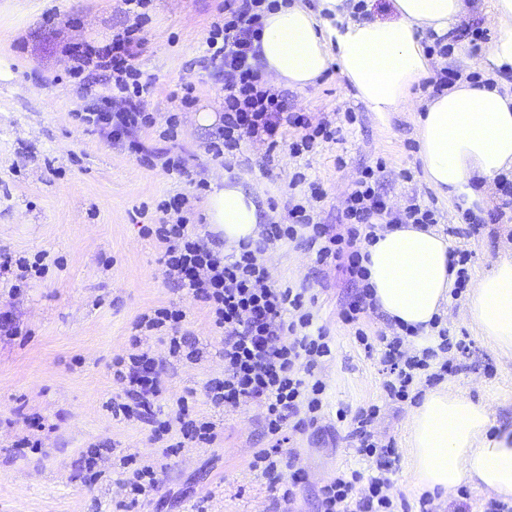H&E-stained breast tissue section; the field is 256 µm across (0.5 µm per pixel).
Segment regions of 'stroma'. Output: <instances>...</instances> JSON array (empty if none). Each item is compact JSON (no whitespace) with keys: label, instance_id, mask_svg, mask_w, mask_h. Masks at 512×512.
<instances>
[{"label":"stroma","instance_id":"35a3bbf8","mask_svg":"<svg viewBox=\"0 0 512 512\" xmlns=\"http://www.w3.org/2000/svg\"><path fill=\"white\" fill-rule=\"evenodd\" d=\"M464 3L454 24L455 45L464 49L472 71L484 75L485 53L504 27L491 0ZM223 7L224 0H153L139 32L138 64L143 80L152 84L148 108L161 122L168 113L179 114L175 142L163 143L153 129L141 135L146 147L182 156L183 173L168 174L141 164L124 146L76 119L96 91L69 77L65 48L109 42L131 25L122 0H0V249L30 259L43 255L48 266L40 278L21 281L12 271L0 275V315L14 325L13 332H0V512H119L126 503L131 512L285 508L265 476L250 467L254 452L267 445L262 409L255 403L210 405L205 386L224 375V342L207 306L169 285L160 262L164 248L141 233L138 211H146L147 223H159L158 203L184 194L187 223L210 237L207 193L199 185L225 173L260 196L263 223L284 224L290 183L299 171L322 185L324 196L314 205L318 221L336 225L360 171L377 166L390 205L403 207L414 196L435 204L440 228L462 229V236L449 242L470 252L472 279L482 277L501 250L512 248L511 187L491 184L486 204L475 206L468 222L462 218L464 201L448 199L428 184L416 124L435 92L426 80L412 86L410 107L378 114L357 98L339 68L330 66L314 84L289 90L288 105L313 120L354 112L356 122L342 124L336 141L299 156L284 142L269 149L245 141L231 163L214 158L208 150L212 131L193 116L204 107L223 110V78L198 65L209 26ZM186 84L195 101L182 109L171 94ZM264 259L276 285H302L315 294L317 322L326 328L333 351L317 370L326 385L319 428L291 441L306 475L297 512H318L316 492L336 470L366 468L336 412L370 404L380 408L376 437L395 442L392 493L416 502L420 492L408 480L412 405L386 400L377 357L368 356L339 319L354 286L343 271L318 265L314 253L292 244L271 246ZM466 301L463 295L449 299L440 312L453 335L472 342L462 369L444 384L483 402L497 424L512 427V358L466 320ZM169 305L185 311L182 329L199 350L198 361L169 362L164 340L137 333L140 316ZM136 337L167 363L159 377L162 418L174 419L177 398L186 397L194 415L215 423L213 445L169 450L151 440L147 424L116 420L107 411V401L121 393L112 361L131 352ZM25 437L34 447L18 448ZM92 448L99 451L101 477L89 485L83 476ZM126 455L154 466L159 491L151 500L131 503L130 472L122 465Z\"/></svg>","mask_w":512,"mask_h":512}]
</instances>
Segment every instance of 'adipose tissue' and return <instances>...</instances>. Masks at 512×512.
<instances>
[{"label": "adipose tissue", "mask_w": 512, "mask_h": 512, "mask_svg": "<svg viewBox=\"0 0 512 512\" xmlns=\"http://www.w3.org/2000/svg\"><path fill=\"white\" fill-rule=\"evenodd\" d=\"M396 16L354 13L349 0H298L269 12L260 37V63L274 84L302 89L337 65L375 112H398L409 90L429 75L421 42L426 30L446 34L464 0H394ZM419 157L427 182L467 203L512 170V93L459 82L429 98L417 120ZM205 218L226 248L256 238L258 200L227 178H214ZM377 305L397 323L429 327L448 302L456 276L449 243L431 228L398 224L364 248ZM468 320L503 354H512V251L493 261L470 293ZM413 486L442 497L464 484L512 499V429L493 432L487 407L448 389L424 395L410 413Z\"/></svg>", "instance_id": "obj_1"}]
</instances>
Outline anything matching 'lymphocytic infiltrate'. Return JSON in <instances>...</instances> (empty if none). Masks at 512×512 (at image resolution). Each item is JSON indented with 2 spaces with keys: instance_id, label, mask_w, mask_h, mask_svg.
<instances>
[{
  "instance_id": "1",
  "label": "lymphocytic infiltrate",
  "mask_w": 512,
  "mask_h": 512,
  "mask_svg": "<svg viewBox=\"0 0 512 512\" xmlns=\"http://www.w3.org/2000/svg\"><path fill=\"white\" fill-rule=\"evenodd\" d=\"M123 2L136 19L134 25L109 43H86L69 50L72 78L103 83L102 93L77 118L106 136H128V151L146 165L182 171L181 156L146 151L138 139L139 133L155 125L153 113L147 110L152 86L143 81L138 67V24L146 20L151 0ZM277 6L278 0H224L223 11L210 25L202 61L224 71L223 122L209 143L214 156L232 153L246 140L276 147L291 129L298 132L289 145L296 155L336 138L331 120L314 123L303 113L289 111L285 94L267 87L263 80L255 43L262 34L265 12ZM438 218L436 209L414 198L408 199L403 209H392L376 171L368 168L360 172L348 192L337 229L315 222L305 206L292 202L287 223L264 225L258 239L240 241L236 250L223 256L187 224L142 225L144 235L165 246L161 262L169 283L204 302L214 327L224 337V375L206 385L211 404L225 407L258 402L264 407L268 445L254 453L250 466L262 472L283 502H293L305 474L295 467L293 457L284 456L282 432L288 427L302 434L317 426L326 385L315 371L331 357L332 348L325 328L314 324L311 307L315 296L304 288L275 285L264 262L266 250L279 241L297 242L314 251L317 264L346 270L359 290L343 309L342 320L355 326V340L365 352L380 351L384 391L390 401L404 403L412 399L418 385H436L458 371L471 344L466 337L451 335L436 320L431 323L436 330L432 336H422L419 329L408 325L375 339L367 336L357 323L375 304L361 247L373 243L378 232L391 225L432 226ZM184 319L183 309L160 307L140 317L137 326L165 334L172 357L194 361L199 352L181 331ZM157 368L155 358L140 349L113 360V376L123 388L122 400L107 404L113 418L143 420L155 439L176 429L184 442L213 445L217 440L214 423L192 417L187 400H179L175 420L156 416ZM379 413L374 404L351 415L343 409L337 411L338 421L349 422L348 436L371 467L337 470L319 489V512H408L412 507L417 512H433L431 493H422L413 506L396 502L392 495L395 448L372 431Z\"/></svg>"
}]
</instances>
